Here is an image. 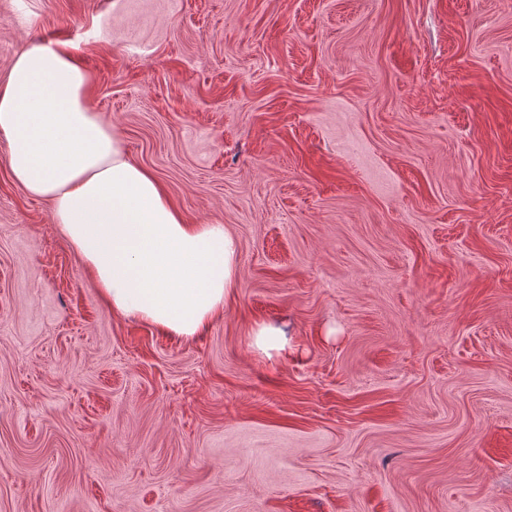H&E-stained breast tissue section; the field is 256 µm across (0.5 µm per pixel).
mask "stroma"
Masks as SVG:
<instances>
[{
    "label": "stroma",
    "instance_id": "35a3bbf8",
    "mask_svg": "<svg viewBox=\"0 0 512 512\" xmlns=\"http://www.w3.org/2000/svg\"><path fill=\"white\" fill-rule=\"evenodd\" d=\"M49 42L238 286L113 315L0 140V512H512V0H0ZM256 344L267 355L270 351L280 352L286 346V333L283 329L273 325L263 324L256 331Z\"/></svg>",
    "mask_w": 512,
    "mask_h": 512
}]
</instances>
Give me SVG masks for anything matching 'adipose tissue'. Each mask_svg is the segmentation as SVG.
<instances>
[{
	"mask_svg": "<svg viewBox=\"0 0 512 512\" xmlns=\"http://www.w3.org/2000/svg\"><path fill=\"white\" fill-rule=\"evenodd\" d=\"M87 85L66 49L42 43L15 57L0 82L10 174L51 201L114 315L203 336L237 285L238 242L224 225L187 223L90 107Z\"/></svg>",
	"mask_w": 512,
	"mask_h": 512,
	"instance_id": "1",
	"label": "adipose tissue"
}]
</instances>
